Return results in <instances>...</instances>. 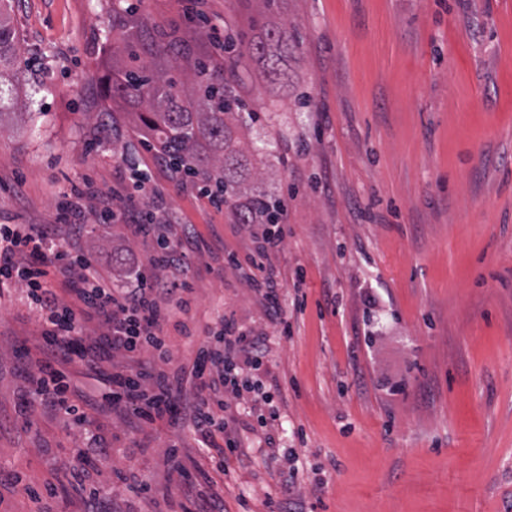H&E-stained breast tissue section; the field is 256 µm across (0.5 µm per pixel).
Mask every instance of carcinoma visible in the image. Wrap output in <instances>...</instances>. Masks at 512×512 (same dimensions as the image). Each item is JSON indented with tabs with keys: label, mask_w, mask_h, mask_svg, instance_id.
Returning a JSON list of instances; mask_svg holds the SVG:
<instances>
[{
	"label": "carcinoma",
	"mask_w": 512,
	"mask_h": 512,
	"mask_svg": "<svg viewBox=\"0 0 512 512\" xmlns=\"http://www.w3.org/2000/svg\"><path fill=\"white\" fill-rule=\"evenodd\" d=\"M127 16L118 14L112 28L122 31V51L131 63L116 71L112 98L124 101L135 116L136 128L152 139L153 148L174 173H185L213 187L210 194L224 197V206L238 224H253L256 217L278 209L267 195L255 191L254 155L240 145L233 120L247 113L258 119L236 90L238 75L233 39L224 52L229 68L207 59L188 62L189 49L174 34L145 22L127 32ZM268 41L249 48L262 63L268 80L288 92L291 80L283 67L296 43L285 25L269 28ZM19 62L10 0H0V116L22 110L28 102L14 95Z\"/></svg>",
	"instance_id": "obj_1"
}]
</instances>
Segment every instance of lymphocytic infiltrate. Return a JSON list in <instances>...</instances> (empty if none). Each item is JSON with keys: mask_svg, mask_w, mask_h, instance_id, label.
<instances>
[{"mask_svg": "<svg viewBox=\"0 0 512 512\" xmlns=\"http://www.w3.org/2000/svg\"><path fill=\"white\" fill-rule=\"evenodd\" d=\"M135 233L154 234L156 251L150 258L153 276L138 266L125 274L132 285L115 288L103 283L89 257L65 249L50 224H0V283L20 285L34 312L42 341L35 361V393L40 400L68 421L91 423L94 412L104 408L148 423L161 419L189 422L211 459L236 452L238 442L219 417L229 398L255 389L266 339L239 332L234 318H222L209 330L208 340L197 352L190 380L170 377L162 364L168 359L166 328L172 319L171 301L177 284L164 280L163 271L176 264L177 244L165 236L152 211H144ZM254 238L251 265L259 270L252 285L265 301L274 324H284L280 302L283 285L265 261L279 251L284 227L276 230L250 225ZM102 329L99 340H90L89 321ZM154 359L138 368L128 359L145 351ZM123 356L124 364L93 375L91 393L82 401H71L72 386L64 366Z\"/></svg>", "mask_w": 512, "mask_h": 512, "instance_id": "obj_1", "label": "lymphocytic infiltrate"}]
</instances>
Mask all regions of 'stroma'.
I'll return each mask as SVG.
<instances>
[{"instance_id":"35a3bbf8","label":"stroma","mask_w":512,"mask_h":512,"mask_svg":"<svg viewBox=\"0 0 512 512\" xmlns=\"http://www.w3.org/2000/svg\"><path fill=\"white\" fill-rule=\"evenodd\" d=\"M15 79L36 119L0 116V224H52L60 241L119 285L115 256L149 271L152 240L132 234L130 201L153 205L186 244L187 282L168 373L191 368L203 329L234 317L263 332L260 409L225 418L240 455L198 480L224 512H269L289 468L302 512H512V0H13ZM177 26L197 55L223 62L268 23L295 29L288 94L257 59L240 95L263 112L241 128L264 146L256 190L280 199L288 232L268 263L282 279L292 335H277L248 262L254 243L200 182L172 173L112 101V19L125 7ZM124 211L106 224L103 207ZM238 265H228V255ZM38 328L20 286L0 291V512H78L69 482L89 434L109 458L84 467L109 512H176L165 450L194 458L190 424L106 413L90 427L34 401ZM150 485L130 490L122 473ZM55 486L33 503L23 486Z\"/></svg>"}]
</instances>
